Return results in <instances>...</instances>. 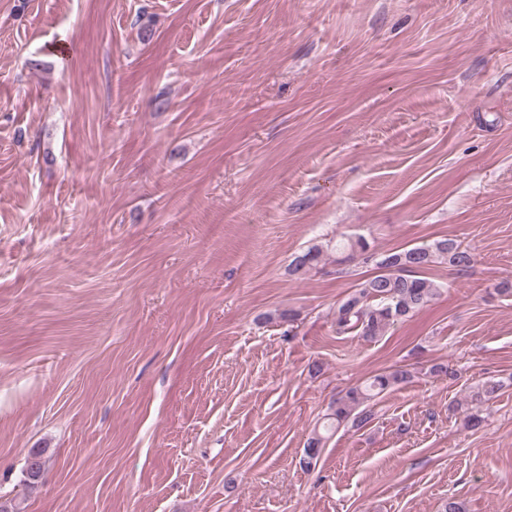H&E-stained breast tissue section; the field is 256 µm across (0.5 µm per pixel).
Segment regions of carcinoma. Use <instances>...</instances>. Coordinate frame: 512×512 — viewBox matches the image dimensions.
<instances>
[{
    "instance_id": "carcinoma-1",
    "label": "carcinoma",
    "mask_w": 512,
    "mask_h": 512,
    "mask_svg": "<svg viewBox=\"0 0 512 512\" xmlns=\"http://www.w3.org/2000/svg\"><path fill=\"white\" fill-rule=\"evenodd\" d=\"M336 251L344 254V257L337 260L339 264L358 255L377 269L374 275L358 283L356 288L339 301L334 312L336 334L354 332L366 341L384 335L391 324L415 313L440 295L442 285L420 276V271L436 259L446 257L461 270L473 263L469 251L448 239L429 245L374 253L369 251L366 240L358 237L337 244ZM322 256V246H311L292 260L291 274L303 277L318 266ZM411 378L410 371L394 369L374 375L363 386L349 389L336 400L332 412L327 414L323 431L314 432L307 440L300 464L305 468L316 464L325 447L327 433L344 424L360 427L367 424L373 418L370 402L385 390L407 383ZM502 388L503 384L499 381H483L474 387L471 399L477 403H487L497 398Z\"/></svg>"
}]
</instances>
